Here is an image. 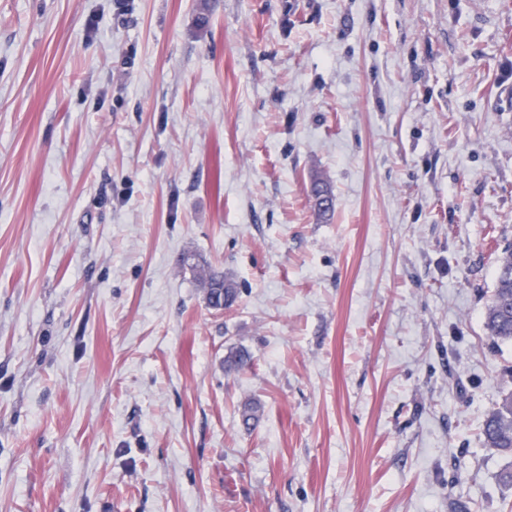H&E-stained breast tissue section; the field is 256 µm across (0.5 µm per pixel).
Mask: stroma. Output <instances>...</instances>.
Segmentation results:
<instances>
[{
	"label": "stroma",
	"instance_id": "stroma-1",
	"mask_svg": "<svg viewBox=\"0 0 512 512\" xmlns=\"http://www.w3.org/2000/svg\"><path fill=\"white\" fill-rule=\"evenodd\" d=\"M510 242L512 0H0V512H512ZM484 328L493 344H512V245L497 259L495 284L484 315ZM198 274L202 288L205 290L207 304L216 310L231 307L238 299V287L234 281L206 264L191 266ZM482 434L488 448H494L510 459L499 472L498 479L504 486L512 487V392L503 394L486 416Z\"/></svg>",
	"mask_w": 512,
	"mask_h": 512
}]
</instances>
